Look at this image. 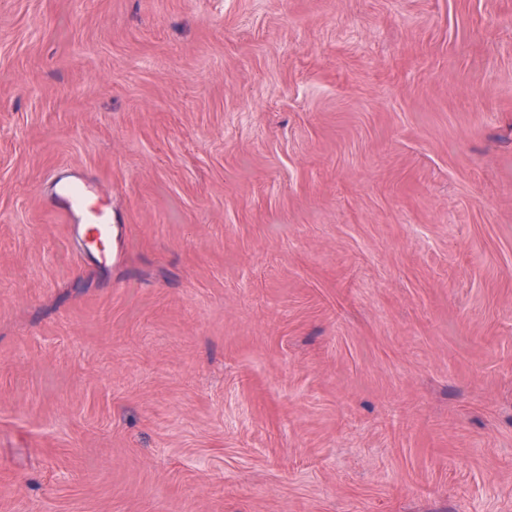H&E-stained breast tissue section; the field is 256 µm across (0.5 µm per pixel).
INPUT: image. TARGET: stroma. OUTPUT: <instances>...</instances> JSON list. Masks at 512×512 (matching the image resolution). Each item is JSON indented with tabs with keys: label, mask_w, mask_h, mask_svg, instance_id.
<instances>
[{
	"label": "stroma",
	"mask_w": 512,
	"mask_h": 512,
	"mask_svg": "<svg viewBox=\"0 0 512 512\" xmlns=\"http://www.w3.org/2000/svg\"><path fill=\"white\" fill-rule=\"evenodd\" d=\"M0 512H512V0H0ZM52 207L71 224L75 238L82 242L81 255L92 253L112 237V221L104 209L92 207L88 183L82 177H73L55 184ZM80 218L82 224H72Z\"/></svg>",
	"instance_id": "obj_1"
}]
</instances>
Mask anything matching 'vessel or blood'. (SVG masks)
Segmentation results:
<instances>
[{
	"label": "vessel or blood",
	"mask_w": 512,
	"mask_h": 512,
	"mask_svg": "<svg viewBox=\"0 0 512 512\" xmlns=\"http://www.w3.org/2000/svg\"><path fill=\"white\" fill-rule=\"evenodd\" d=\"M52 207L73 222V233L82 242L81 254H88L112 236V221L104 209L91 206L87 182L80 177L56 183Z\"/></svg>",
	"instance_id": "1"
}]
</instances>
